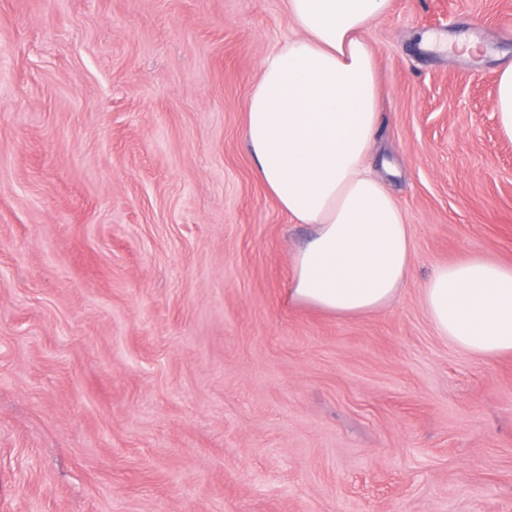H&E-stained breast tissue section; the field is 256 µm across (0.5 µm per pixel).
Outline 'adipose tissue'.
<instances>
[{
    "mask_svg": "<svg viewBox=\"0 0 512 512\" xmlns=\"http://www.w3.org/2000/svg\"><path fill=\"white\" fill-rule=\"evenodd\" d=\"M390 0H288L292 31L261 63L245 140L278 207L313 236L292 256L291 304L340 318L391 307L413 265L412 230L375 173L380 117L366 29ZM436 336L480 358L512 353V266H437L421 290Z\"/></svg>",
    "mask_w": 512,
    "mask_h": 512,
    "instance_id": "obj_1",
    "label": "adipose tissue"
}]
</instances>
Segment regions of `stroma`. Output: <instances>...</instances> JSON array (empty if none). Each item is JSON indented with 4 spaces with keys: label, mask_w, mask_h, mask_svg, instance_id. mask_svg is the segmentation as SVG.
<instances>
[{
    "label": "stroma",
    "mask_w": 512,
    "mask_h": 512,
    "mask_svg": "<svg viewBox=\"0 0 512 512\" xmlns=\"http://www.w3.org/2000/svg\"><path fill=\"white\" fill-rule=\"evenodd\" d=\"M290 33L287 0H0V512H512V354L435 336L420 294L512 266V0L365 32L415 264L352 319L288 304L310 229L244 142ZM493 110L504 133L512 138V64L501 70Z\"/></svg>",
    "instance_id": "35a3bbf8"
}]
</instances>
